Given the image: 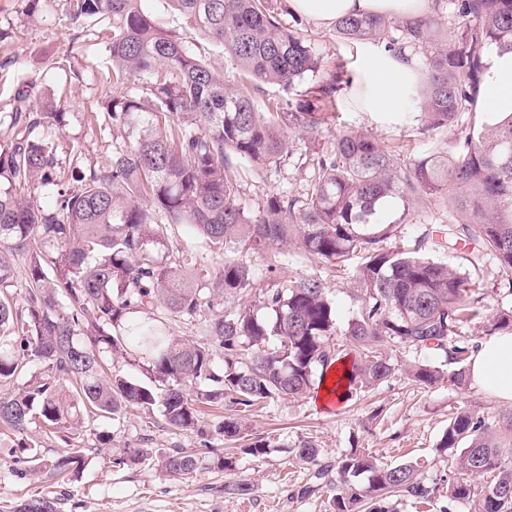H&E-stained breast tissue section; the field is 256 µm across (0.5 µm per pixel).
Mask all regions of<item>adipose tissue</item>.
I'll list each match as a JSON object with an SVG mask.
<instances>
[{
    "instance_id": "1",
    "label": "adipose tissue",
    "mask_w": 512,
    "mask_h": 512,
    "mask_svg": "<svg viewBox=\"0 0 512 512\" xmlns=\"http://www.w3.org/2000/svg\"><path fill=\"white\" fill-rule=\"evenodd\" d=\"M428 4L429 0H289L296 15L319 27L331 26L350 15L414 18L422 15ZM485 64L480 110L495 121L512 113V53L490 50ZM418 79L415 63L380 54L369 56L364 83L370 96L365 111L386 115L403 112L407 90ZM469 378L492 401L512 403V332H498L480 342L469 361Z\"/></svg>"
}]
</instances>
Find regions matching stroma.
<instances>
[{
	"instance_id": "obj_1",
	"label": "stroma",
	"mask_w": 512,
	"mask_h": 512,
	"mask_svg": "<svg viewBox=\"0 0 512 512\" xmlns=\"http://www.w3.org/2000/svg\"><path fill=\"white\" fill-rule=\"evenodd\" d=\"M288 23L299 24L329 64L343 65L354 78L364 75L363 64L371 53L383 51L380 42L354 47L344 46L334 28H319L308 20L287 14ZM98 26L88 22L84 32L70 25L65 10L32 15L27 0H0V144L8 142V125L14 107V95L23 82L33 81L30 100L64 92V127L54 141L58 178L70 179L75 171L105 165L111 157L112 126L108 118L112 96L101 78L98 61L104 48L97 38ZM355 130L383 138L385 144L403 146L405 154L421 153L424 145L412 137V124L400 117H383L362 111L354 101L336 109V117L325 131V139L337 133ZM289 136L298 164L289 166L283 176L242 171L240 196L246 209L257 211L266 196L282 190L305 187L312 170L304 162L312 145L297 129ZM455 212L449 211L441 197L412 211L398 230L399 239L416 236L427 224L454 225ZM469 249L464 244L435 253L436 261L474 270L484 286L485 308L463 330L464 335L480 338L494 312L512 309V294L505 290L506 280L500 263L486 255L479 267H471ZM286 272L299 278L317 275L323 278L330 297L338 307L340 322H347L353 309L350 300L351 279L344 272H331L328 263L314 256L293 254ZM467 410L501 425L512 406L495 404L472 384L460 387L446 381L430 386L411 382L404 373H396L373 389L358 393L335 408L323 406L312 398H274L258 409L240 414L235 406L203 409L197 429L174 430L165 423L160 411L145 413L128 409L122 421L94 417L86 420L78 440L60 433L35 429L45 459L80 448L85 464L71 480L64 481L47 473L33 474L31 465L19 448L16 435L0 426V512H10L13 503L34 495H50L61 500L60 512H329L331 493L323 489L311 496L300 490L313 479L311 467L297 463L290 450L308 440L320 450L322 462L333 464L343 454L357 450L379 461L396 465L418 461L433 488L430 501L404 500L399 512H440L446 505L450 478L457 471L451 459L440 456L436 444L448 426L450 415ZM239 417L242 432L250 440L269 441L267 454L252 457L238 454L234 470L213 468L209 448L230 447V440L205 439L218 421ZM112 435L111 451H100L98 437ZM123 448H150L164 453L188 448L198 453L200 463L189 475L169 477L149 463L123 469L112 466V451ZM238 479L247 480L253 492L247 498L225 492L224 487Z\"/></svg>"
}]
</instances>
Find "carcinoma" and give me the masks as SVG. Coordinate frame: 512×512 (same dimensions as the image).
Wrapping results in <instances>:
<instances>
[{
  "label": "carcinoma",
  "mask_w": 512,
  "mask_h": 512,
  "mask_svg": "<svg viewBox=\"0 0 512 512\" xmlns=\"http://www.w3.org/2000/svg\"><path fill=\"white\" fill-rule=\"evenodd\" d=\"M142 2L65 0L72 24L94 19L104 32L108 117L116 131L106 165L67 183L54 179L56 148L45 131L62 127L64 113L53 100L37 107L28 91L17 92L9 144L0 147V181L9 184L0 193V424L19 434L39 424L75 435L90 417L119 421L129 408L158 406L169 427L187 430L198 424L200 403L220 406L227 397L249 412L275 397L316 393L332 372L331 392L341 401L398 371L424 386L444 379L464 385L478 344L462 329L480 314L484 288L426 252L463 241L472 246L473 267L491 252L512 276V114L459 127L477 105L482 51H512V0H431L416 18L337 20L340 40L380 41L392 58H418L414 134L431 147L411 159L370 134L340 133L311 153L303 190L271 194L256 212L240 201V170L287 169L294 149L284 128L319 140L353 80L325 71L324 57L286 22L277 0H169L203 39L223 47L249 79L241 85L224 81L223 69L160 27ZM135 82L150 98L131 93ZM303 82L301 98L291 99ZM263 84L282 91L268 112L254 105ZM448 131L453 137L440 139ZM38 187L48 190V204L29 200ZM441 194L464 216L461 230L426 226L391 246L410 210ZM178 224L207 251L226 254L210 278L201 277L196 257L168 245L167 226ZM287 246L337 268L356 261L354 314L345 328L320 277L273 274L288 264V253L276 255L264 286L243 259ZM18 257L27 271L20 307L9 295ZM171 317L208 319L209 342L167 335ZM509 328L512 311L489 320L491 334ZM333 336L345 337L348 349L331 344ZM391 343L436 351L443 361L395 363L385 354ZM116 356L146 362L150 382L107 373ZM34 364L43 371L12 388ZM214 434L238 436L241 423L227 417ZM508 437L512 413L499 428L466 410L449 418L437 452H453L459 471L489 481L448 482L441 512L461 501L473 512H512ZM21 448L33 470L53 476L85 464L78 450L47 460L33 439ZM209 453L214 467L233 470L235 459L224 450ZM293 453L314 468L315 484L304 492L329 489L331 512H396L399 499L427 500L434 491L416 461L387 467L352 451L332 466L310 441ZM149 460L168 476L199 465L183 448L157 457L150 448H125L112 464ZM59 505L55 497H31L14 512H58Z\"/></svg>",
  "instance_id": "obj_1"
}]
</instances>
